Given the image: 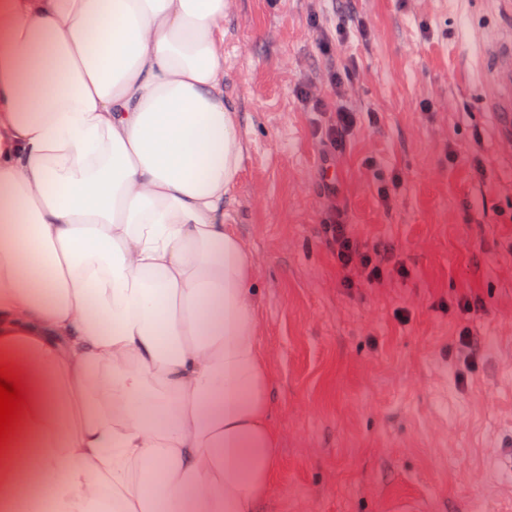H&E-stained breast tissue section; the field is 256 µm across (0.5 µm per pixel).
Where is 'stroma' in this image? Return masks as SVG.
<instances>
[{
    "label": "stroma",
    "mask_w": 512,
    "mask_h": 512,
    "mask_svg": "<svg viewBox=\"0 0 512 512\" xmlns=\"http://www.w3.org/2000/svg\"><path fill=\"white\" fill-rule=\"evenodd\" d=\"M348 8L369 34L339 49L355 64L344 103L376 119L332 153L296 90L325 80L319 44L336 0L224 8V102L244 145L224 221L254 261L280 434L256 512H512V166L486 105L512 0ZM370 157L402 175L389 200ZM333 198L408 277L343 287L323 232Z\"/></svg>",
    "instance_id": "1"
}]
</instances>
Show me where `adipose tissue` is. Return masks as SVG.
<instances>
[{"mask_svg":"<svg viewBox=\"0 0 512 512\" xmlns=\"http://www.w3.org/2000/svg\"><path fill=\"white\" fill-rule=\"evenodd\" d=\"M225 0H0V512H254L279 434Z\"/></svg>","mask_w":512,"mask_h":512,"instance_id":"obj_1","label":"adipose tissue"}]
</instances>
